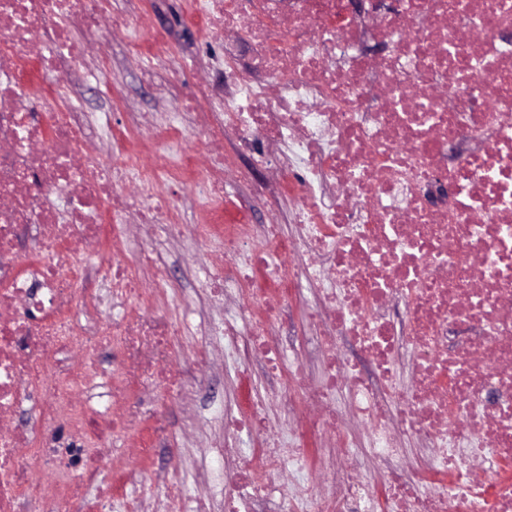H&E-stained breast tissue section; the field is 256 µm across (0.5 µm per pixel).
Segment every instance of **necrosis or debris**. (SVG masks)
<instances>
[{
  "label": "necrosis or debris",
  "mask_w": 512,
  "mask_h": 512,
  "mask_svg": "<svg viewBox=\"0 0 512 512\" xmlns=\"http://www.w3.org/2000/svg\"><path fill=\"white\" fill-rule=\"evenodd\" d=\"M191 14L250 47L245 62L224 53V113L205 126L197 191L224 198L225 130L259 140L253 164L275 169L297 229L288 237L273 222L264 237L279 255L305 256L284 269L249 248L244 212L199 227L217 247L207 291L221 312L208 333L246 401L240 414L213 413L224 424L210 443L229 472L224 512H261L282 486L287 512H512V0H193ZM128 25L112 0H0V512H70L98 482L108 440L145 420L143 378L185 390L187 372L169 368L183 315H123L106 415L75 398L95 370L58 359L106 335L74 321L89 300L173 285L150 250L115 256L95 277L80 246L120 245L131 215L146 235L185 236L158 175L110 117L97 119L105 160L89 162L86 117L57 100L81 74L107 72V57H86L101 28ZM304 282L318 290L308 322L323 337L325 374L309 384L289 367L306 404L287 407L282 436L269 398L249 394L244 364L280 363L266 321ZM236 290L261 313L246 333L223 307ZM341 336L375 382L342 356ZM26 402L28 424L14 425ZM63 427L88 447L86 473L42 484ZM231 431L259 435L251 456ZM330 434L333 481L317 494L309 446ZM413 439L422 465H396ZM366 450L387 463L380 480L363 470Z\"/></svg>",
  "instance_id": "4bbe7bcc"
}]
</instances>
